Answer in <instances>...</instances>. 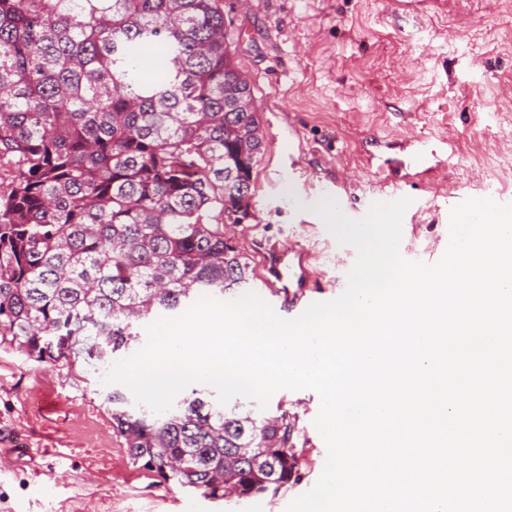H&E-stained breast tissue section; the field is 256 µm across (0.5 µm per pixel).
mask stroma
<instances>
[{"mask_svg":"<svg viewBox=\"0 0 512 512\" xmlns=\"http://www.w3.org/2000/svg\"><path fill=\"white\" fill-rule=\"evenodd\" d=\"M224 16L261 117L250 217L230 234L255 272L304 249L318 256L312 299L337 298L357 251L315 205L330 197L364 215L397 185L411 200L401 256L445 252L454 203L420 167L458 183L461 199H512V176L492 177L500 143L488 125L512 88V0H224ZM114 362L0 350V512H285L321 475L311 389L278 390L265 409L296 417L298 479L278 492L213 499L132 465L103 381Z\"/></svg>","mask_w":512,"mask_h":512,"instance_id":"obj_1","label":"stroma"}]
</instances>
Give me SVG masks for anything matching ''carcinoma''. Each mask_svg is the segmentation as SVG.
<instances>
[{
  "label": "carcinoma",
  "mask_w": 512,
  "mask_h": 512,
  "mask_svg": "<svg viewBox=\"0 0 512 512\" xmlns=\"http://www.w3.org/2000/svg\"><path fill=\"white\" fill-rule=\"evenodd\" d=\"M225 24L224 0H0V349L101 360L151 314L255 279L224 238L262 147ZM211 396L163 418L107 403L130 461L177 487L296 480L288 411Z\"/></svg>",
  "instance_id": "1"
}]
</instances>
